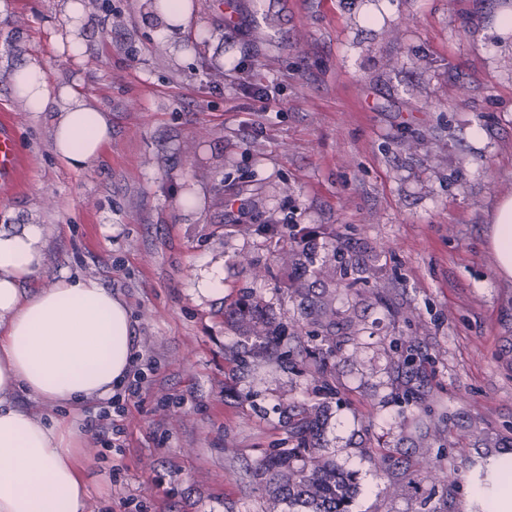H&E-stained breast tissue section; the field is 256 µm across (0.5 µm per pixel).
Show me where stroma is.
Wrapping results in <instances>:
<instances>
[{
    "instance_id": "35a3bbf8",
    "label": "stroma",
    "mask_w": 512,
    "mask_h": 512,
    "mask_svg": "<svg viewBox=\"0 0 512 512\" xmlns=\"http://www.w3.org/2000/svg\"><path fill=\"white\" fill-rule=\"evenodd\" d=\"M221 2L194 0L195 24L171 45L138 0H99L78 59L56 39L64 0H9L0 16V121L24 164L18 187H0V228L47 225L35 286L67 271L120 291L138 354L157 363L120 419L123 452L84 429L89 512L126 498L143 512H288L246 469L287 447V403L315 395L287 369L240 366L231 320L255 297L269 320L298 317L274 222L313 225L321 258L339 239L354 259L379 253L392 299L368 283L336 293L360 336L336 358L351 402L331 407L322 443L357 474L352 512H489L498 495L481 467L512 460V282L489 247L512 193V35L488 26L512 0H231L230 23ZM31 57L111 117L84 170L53 155L51 113L13 94ZM193 192L200 208L182 207ZM231 206L248 210L249 232L225 230ZM214 267L224 292L206 297ZM394 336L417 338L448 409L423 438L417 408L391 400ZM369 435L411 468L381 472Z\"/></svg>"
}]
</instances>
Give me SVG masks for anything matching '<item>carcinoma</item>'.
Segmentation results:
<instances>
[{
	"mask_svg": "<svg viewBox=\"0 0 512 512\" xmlns=\"http://www.w3.org/2000/svg\"><path fill=\"white\" fill-rule=\"evenodd\" d=\"M279 261L290 270L287 293L299 302L301 319L289 328L262 319L259 308L239 315L240 335L253 342L246 350L249 357L276 364H291L301 359L300 376L314 384L319 398L310 404L294 406L288 411V447L272 448L251 467L252 480L270 499L305 512H351L356 493V476L336 466L320 442V432L331 404L342 400L336 385V353L357 341L360 329L350 317L339 322L335 292L315 293L302 280L300 271L312 262L309 248L290 244L280 253ZM319 274L325 286L334 288L348 278V265L323 267ZM391 352L390 385L394 394L407 404L417 405L423 417L416 421L422 428L424 419L448 418L443 405L424 389L425 357L412 339L394 337ZM367 447L378 468L405 464L398 449L367 438Z\"/></svg>",
	"mask_w": 512,
	"mask_h": 512,
	"instance_id": "carcinoma-1",
	"label": "carcinoma"
}]
</instances>
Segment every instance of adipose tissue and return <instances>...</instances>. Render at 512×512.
<instances>
[{"label": "adipose tissue", "mask_w": 512, "mask_h": 512, "mask_svg": "<svg viewBox=\"0 0 512 512\" xmlns=\"http://www.w3.org/2000/svg\"><path fill=\"white\" fill-rule=\"evenodd\" d=\"M157 37L188 28L192 0H146ZM30 112L54 115L52 150L67 168L89 167L110 140L112 123L69 86L49 84L34 58L13 76ZM497 271L512 280V195L491 217ZM48 228L0 230V512H88L90 489L78 453L80 408L111 398L133 365L136 341L124 296L98 280L62 274L27 290L37 277ZM26 395L30 407L18 406Z\"/></svg>", "instance_id": "adipose-tissue-1"}]
</instances>
